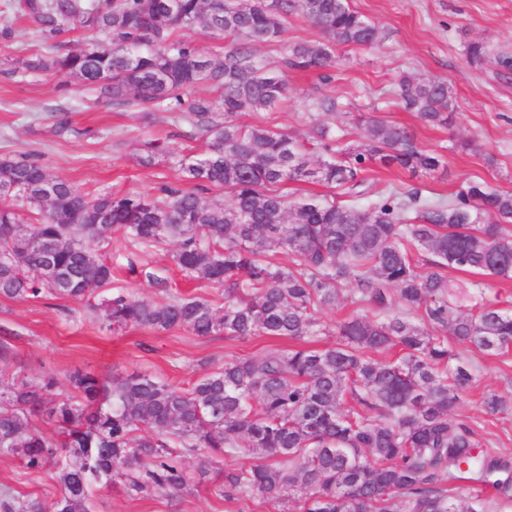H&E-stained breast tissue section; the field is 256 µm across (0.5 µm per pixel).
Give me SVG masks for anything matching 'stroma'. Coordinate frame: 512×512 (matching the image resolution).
<instances>
[{
	"label": "stroma",
	"instance_id": "1",
	"mask_svg": "<svg viewBox=\"0 0 512 512\" xmlns=\"http://www.w3.org/2000/svg\"><path fill=\"white\" fill-rule=\"evenodd\" d=\"M351 7L375 23L383 39L371 47H337L339 64L332 84L322 93L336 96L339 115L322 114L311 106L314 74L287 76L288 99L262 112L241 116V123L286 130L307 136L313 126L330 127L333 136L356 145L361 131L353 117L368 113L405 128L423 150L440 154L442 164L428 174L374 168L367 180L405 190L445 197L468 179H482L494 188L512 192V75L503 76L496 54L512 55V0H349ZM10 39H0V159L35 151L50 171L90 194H146L177 173L180 156L200 153L203 144L185 137L187 126L172 113L115 112L98 103L93 91L78 81L63 82L50 72L27 70L25 63L46 54L36 25L20 18L12 23ZM321 33L302 17L291 18L281 42L261 45L255 52L266 69L277 70L289 46L320 39ZM488 43L493 58L468 63L469 42ZM433 77L448 84L453 119L444 127L423 124L405 111L394 96L401 76ZM67 110L69 132L56 133L54 114ZM161 142L164 154L141 164L147 141ZM164 242L144 246L114 233L102 246L112 265V282L83 299L50 296L13 300L0 297V336L9 337L11 353L0 355V381H36L55 377L57 398L72 395L68 377L75 372L109 375L139 371L187 389L223 365L225 360L262 355L270 341L263 336L231 339L224 334L198 336L175 328L154 330L112 325L101 308L117 292L141 298L195 296L214 308L224 306V288L183 277ZM475 381L461 391L456 410L473 424L489 450L512 459V411L487 415L486 392L512 400V354L487 355L467 349ZM251 457L225 459L209 465L197 478L198 456L184 460L191 481L187 489L163 495L131 497L121 478L100 484L93 492V512H284L276 500L222 499L212 492L220 467L251 464ZM20 499L52 502L61 492L55 469L27 473L10 455H0V492Z\"/></svg>",
	"mask_w": 512,
	"mask_h": 512
}]
</instances>
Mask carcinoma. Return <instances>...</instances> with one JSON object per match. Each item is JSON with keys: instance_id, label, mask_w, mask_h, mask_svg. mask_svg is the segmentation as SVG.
Instances as JSON below:
<instances>
[{"instance_id": "obj_1", "label": "carcinoma", "mask_w": 512, "mask_h": 512, "mask_svg": "<svg viewBox=\"0 0 512 512\" xmlns=\"http://www.w3.org/2000/svg\"><path fill=\"white\" fill-rule=\"evenodd\" d=\"M3 0L0 37L10 14L26 17L42 41L57 46L71 30L92 34L66 52L26 62L90 87L116 112H178L186 136L206 139L200 155L178 160V175L157 192L89 196L52 174L33 154L0 159V187L22 199L0 206V297L81 299L112 281V266L85 245L116 232L145 246L177 245L185 275L224 286V308L201 298L156 302L133 295L106 300L118 326L186 328L198 336L295 340L260 357L227 360L182 390L141 372H76L80 397L58 400L52 376L0 384V454L38 473L59 469L61 494L51 503L0 495V512H89V490L118 471L134 496L175 494L188 486L187 454L257 458L224 470L220 498L295 500L300 512H486L464 483L512 492V463L483 448L473 426L456 417L459 391L474 380L457 347L489 355L512 350V313L486 300L481 284L450 280L446 269L512 279V193L467 180L446 199L419 188L364 186L367 164L430 173L440 156L421 149L405 129L357 115L362 142L342 143L322 127L321 154L294 135L245 125L246 112L267 110L288 94V70L326 80L338 45L371 46L380 28L348 0ZM301 15L323 34L294 44L282 73L253 52L275 44L288 19ZM197 26L238 43L203 55L179 35ZM472 64L490 56L467 44ZM206 83L215 101L194 95ZM397 95L426 125H448L451 103L442 79L403 75ZM312 107L340 111L332 95ZM313 180L353 198L290 201L278 185ZM222 199L201 195L210 188ZM37 214L24 221L22 211ZM280 251L296 262L275 261ZM344 320L318 313L340 304ZM332 336L319 348L298 341ZM484 410L509 409L489 393ZM44 416L62 439L34 424Z\"/></svg>"}]
</instances>
